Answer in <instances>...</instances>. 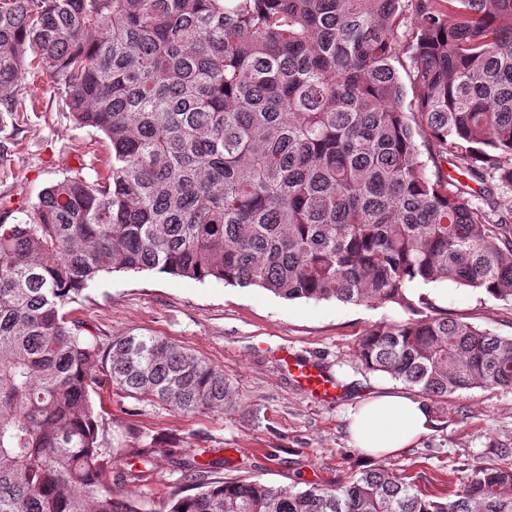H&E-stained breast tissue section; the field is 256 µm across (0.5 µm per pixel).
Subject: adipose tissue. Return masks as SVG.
<instances>
[{"label":"adipose tissue","instance_id":"1","mask_svg":"<svg viewBox=\"0 0 512 512\" xmlns=\"http://www.w3.org/2000/svg\"><path fill=\"white\" fill-rule=\"evenodd\" d=\"M429 422L430 410L423 401L382 394L363 400L350 418L349 430L357 448L371 456H384L427 433Z\"/></svg>","mask_w":512,"mask_h":512}]
</instances>
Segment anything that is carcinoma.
Segmentation results:
<instances>
[{
	"instance_id": "cac0c4a2",
	"label": "carcinoma",
	"mask_w": 512,
	"mask_h": 512,
	"mask_svg": "<svg viewBox=\"0 0 512 512\" xmlns=\"http://www.w3.org/2000/svg\"><path fill=\"white\" fill-rule=\"evenodd\" d=\"M28 71L112 154L107 179L66 176L28 221L0 218V512H140L105 481L99 383L184 414L231 405L224 370L164 337L102 350L68 326L106 273L395 304L410 317L365 330L367 371L424 399L512 389V336L410 292L512 302V0H0V112ZM168 512H512V448L442 500L369 469L334 488L201 483Z\"/></svg>"
}]
</instances>
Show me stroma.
Masks as SVG:
<instances>
[{
    "label": "stroma",
    "instance_id": "obj_1",
    "mask_svg": "<svg viewBox=\"0 0 512 512\" xmlns=\"http://www.w3.org/2000/svg\"><path fill=\"white\" fill-rule=\"evenodd\" d=\"M22 112H0V214L27 220L43 190L65 176H107L110 143L94 128L77 126L61 90L45 77H26ZM435 307L490 333L512 336V303L441 282L425 287ZM79 335L109 348L128 334H154L219 365L233 400L224 413L185 415L123 397L111 386L92 398L99 422L121 465L158 438L174 449L156 456L147 479L114 489L140 512H167L195 492L197 481L178 460L204 470L205 481L261 479L272 488L329 487L362 469L383 468L415 482L422 495L459 489L494 449L512 447V390L475 388L429 400L433 425L408 448L379 458L352 444L348 416L379 393L415 396V389L365 370L356 351L364 331L408 319L391 305L333 300L286 301L259 288L216 280L182 279L152 270L97 278L65 307ZM317 361L342 387L331 402L312 399L280 360L282 351Z\"/></svg>",
    "mask_w": 512,
    "mask_h": 512
}]
</instances>
